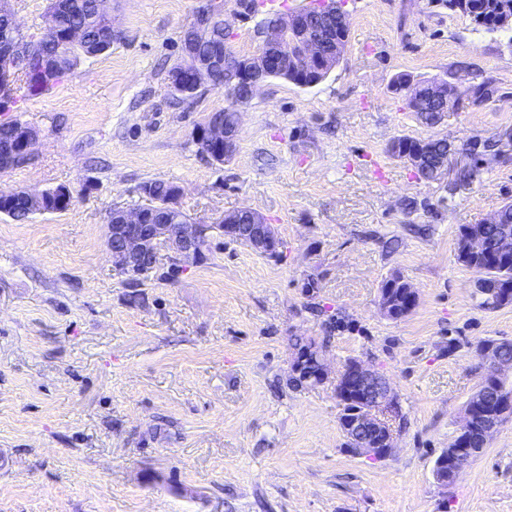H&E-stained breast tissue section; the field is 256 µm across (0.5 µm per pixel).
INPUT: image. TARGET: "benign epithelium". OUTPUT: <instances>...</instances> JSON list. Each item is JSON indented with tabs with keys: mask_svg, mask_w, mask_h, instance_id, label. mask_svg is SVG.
<instances>
[{
	"mask_svg": "<svg viewBox=\"0 0 512 512\" xmlns=\"http://www.w3.org/2000/svg\"><path fill=\"white\" fill-rule=\"evenodd\" d=\"M218 12L208 4L201 7L193 21L182 34L183 62L175 69L177 80L171 81L174 89H183L182 79H208L216 72L224 71L228 51L225 42L214 39L208 50L199 48L192 32L208 31L212 19ZM8 21V32L0 39V85L6 83L12 74L30 62L37 40L26 34L12 17L10 0H0V19ZM311 19L304 13H295L282 23H273L264 29L262 45L253 54L240 59L234 69L233 81L244 91L245 100H250L256 88L269 79L281 64L282 51L288 47V36L297 35L298 43L295 62L299 71L315 72L325 63L321 41L309 34ZM64 54L58 50L38 57L39 68L45 75L60 71ZM240 113L233 120H224V115L211 113L200 125L193 140L210 160L220 163L235 153L238 145ZM37 133L27 126L15 127L14 137L4 147L3 159L6 166L13 168L24 161L31 152ZM180 189L172 190L164 203L153 200L147 207L133 210L114 209V223L107 225L106 248L112 259L114 271L126 281L135 283L156 268L160 253H166L170 266L179 270L186 263L196 261L206 249L212 226L195 224L184 216L177 207L176 199ZM251 223L243 228L240 242L256 252H269L278 248V238L266 239L263 216L252 209H245ZM494 347H477L480 357L488 363L491 374L504 371L509 365L500 361L493 353ZM336 383L342 384V394L357 404L351 412L348 430L361 436L364 447L357 452L384 459L393 449V434L390 415L399 409L397 398L388 381L380 372L354 360L348 363ZM512 414V394L500 396L497 414L486 423V431L498 429V419ZM471 412L465 411L463 422L455 435L456 445L445 449L435 461L453 480L467 466L474 449L467 447Z\"/></svg>",
	"mask_w": 512,
	"mask_h": 512,
	"instance_id": "benign-epithelium-1",
	"label": "benign epithelium"
}]
</instances>
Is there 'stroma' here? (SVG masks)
<instances>
[{
	"label": "stroma",
	"mask_w": 512,
	"mask_h": 512,
	"mask_svg": "<svg viewBox=\"0 0 512 512\" xmlns=\"http://www.w3.org/2000/svg\"><path fill=\"white\" fill-rule=\"evenodd\" d=\"M202 0H109L114 37L51 92L18 97L38 138L0 189L65 187L68 208L0 214V512H512V420L447 489L434 463L488 367L480 340H512V305L481 306L456 258L460 225L512 202V33L448 0H341L348 35L325 80L261 84L239 105L235 156L192 143L229 103L169 80ZM445 78L489 100L418 122L394 83ZM398 135L448 137L454 166L420 181L387 152ZM180 186L190 221L260 212L274 261L212 232L174 280L129 287L105 240L143 182ZM400 272L405 317L378 306ZM293 335L329 337L322 384L287 386ZM382 371L403 426L373 460L345 448L336 378ZM402 279H405V277L399 273V272H394L392 273L387 279H385L382 283V286L380 288V293L381 294H385L387 292V290H390L393 297L396 299V300H399L398 298L402 299V301L405 300L406 298V294H407V284L411 287L409 289V303H408V306L409 307H412L413 305V308L416 306V304H414L415 301H417L418 299V295H417V292L412 289V285L405 279V281H402Z\"/></svg>",
	"instance_id": "stroma-1"
}]
</instances>
